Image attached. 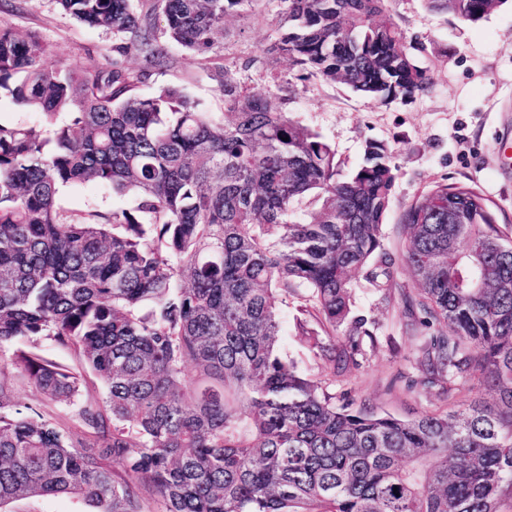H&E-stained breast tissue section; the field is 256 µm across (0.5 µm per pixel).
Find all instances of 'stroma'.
I'll use <instances>...</instances> for the list:
<instances>
[{"instance_id": "stroma-1", "label": "stroma", "mask_w": 512, "mask_h": 512, "mask_svg": "<svg viewBox=\"0 0 512 512\" xmlns=\"http://www.w3.org/2000/svg\"><path fill=\"white\" fill-rule=\"evenodd\" d=\"M387 8L421 47L417 58L433 81L426 95L382 103L339 84L297 80L285 61L273 74L258 66L244 67L245 59L261 56L276 38L280 0H256L251 16L232 21L218 60L169 46L174 65L150 71L139 91L149 95L176 86L202 111L219 117L226 110L213 78L220 65L256 93L291 83L283 110L331 143L346 169L358 164L366 140L392 149L397 178L383 239L384 251L393 260L392 285L380 289L359 280L354 313L366 319L372 336L363 340L357 366L330 391L339 406L366 403L380 413L412 418L448 406L454 398L425 384L423 314L401 261L407 238L401 217L433 184H463L489 199L498 223L512 224V6L504 5L477 22L430 11L424 0H388ZM0 20L47 43V65L79 66L112 58L111 32L76 22L56 0H14L0 6ZM131 202V196L92 183L61 187L58 195L59 205L76 213L108 212Z\"/></svg>"}]
</instances>
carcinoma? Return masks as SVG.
I'll return each instance as SVG.
<instances>
[{
	"label": "carcinoma",
	"mask_w": 512,
	"mask_h": 512,
	"mask_svg": "<svg viewBox=\"0 0 512 512\" xmlns=\"http://www.w3.org/2000/svg\"><path fill=\"white\" fill-rule=\"evenodd\" d=\"M57 0L115 38L107 64L48 66L47 44L0 21V95L42 114L49 135L0 121V375L65 405L71 424L19 408L0 378V510L74 495L92 512H506L512 508V226L479 192L438 183L404 211L403 261L426 323V384L471 379L503 407L468 404L402 419L336 406L281 347V307L299 288L296 335L332 377L358 365L367 321L355 273L392 287L381 256L397 177L365 142L342 175L336 151L276 94L218 71L227 112L181 89L138 92L172 66L166 43L221 56L253 0ZM476 22L507 0H426ZM260 56L286 59L389 103L430 92L429 70L386 0H282ZM106 185L133 205L74 213L60 187ZM342 333L325 341L309 320ZM49 340L83 370L37 351ZM101 399L83 395L86 373ZM125 474L115 478V466Z\"/></svg>",
	"instance_id": "1"
}]
</instances>
